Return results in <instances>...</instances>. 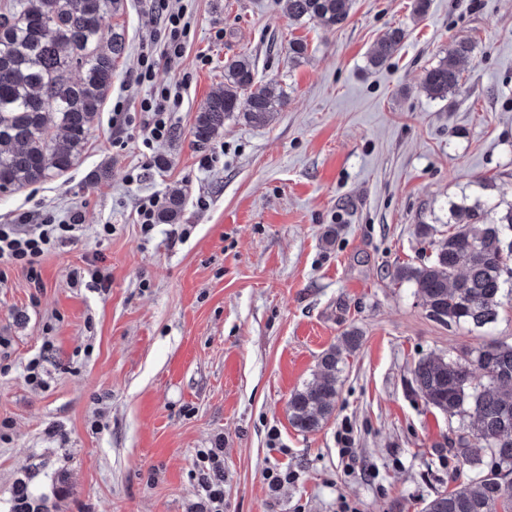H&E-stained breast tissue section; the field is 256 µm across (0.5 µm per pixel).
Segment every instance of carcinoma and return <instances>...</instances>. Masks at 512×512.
<instances>
[{"mask_svg":"<svg viewBox=\"0 0 512 512\" xmlns=\"http://www.w3.org/2000/svg\"><path fill=\"white\" fill-rule=\"evenodd\" d=\"M124 0H0V191H13L68 172L83 152L105 96L112 87L117 60L125 52L124 34L107 20ZM296 20L316 21L333 29L347 19L348 0H288ZM406 31L396 28L367 58L378 69L401 48ZM475 47L456 43L439 63L425 71L422 87L432 99L461 90L460 61ZM74 70V80L64 73ZM264 124L280 111L285 97L255 82V64L240 56L224 64V88L212 93L197 112L194 142L219 137L224 120L238 111ZM479 191L448 209V236L434 260L420 267L399 266L393 278L411 282L428 316L451 327L484 328L497 322L505 295L512 289L508 260L502 250L504 229L512 231V203H489ZM184 196L171 193L159 210L161 224L180 219ZM361 344L346 331L321 354L312 382L288 400V420L300 432L321 429L335 414L339 381L348 356ZM489 385L475 382V372ZM417 394L427 407L457 423L460 431L449 452L455 472L450 490L436 492L422 512H512V344L492 341L454 354L430 356L413 370Z\"/></svg>","mask_w":512,"mask_h":512,"instance_id":"1","label":"carcinoma"}]
</instances>
